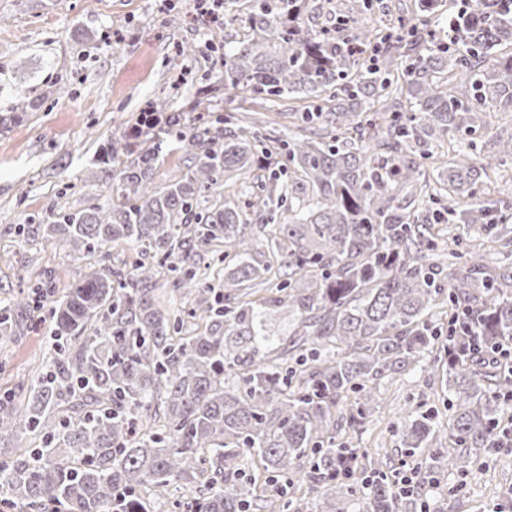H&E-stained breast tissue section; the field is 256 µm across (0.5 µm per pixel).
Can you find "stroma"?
<instances>
[{
  "instance_id": "35a3bbf8",
  "label": "stroma",
  "mask_w": 512,
  "mask_h": 512,
  "mask_svg": "<svg viewBox=\"0 0 512 512\" xmlns=\"http://www.w3.org/2000/svg\"><path fill=\"white\" fill-rule=\"evenodd\" d=\"M192 11L193 0H0V113L17 106L21 91L44 97L38 110L0 127V301L39 273L63 293L78 262L64 240L37 227L61 208L105 200L99 151L136 124L148 100L168 99L187 125L203 114L253 117L250 98L225 91L221 78L224 41L242 36V22L216 27ZM183 43L197 45L196 55L178 56ZM52 327L41 311L33 328L0 346V396L26 405L32 372L54 353ZM448 406L446 389L424 371L385 378L363 422L338 438L378 458L397 481L421 468L420 455L401 442L405 417L427 411L444 425ZM198 495L185 483L143 493L150 512H187ZM403 500L425 502L429 512H497L512 503V445Z\"/></svg>"
}]
</instances>
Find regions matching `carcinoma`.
<instances>
[{"mask_svg": "<svg viewBox=\"0 0 512 512\" xmlns=\"http://www.w3.org/2000/svg\"><path fill=\"white\" fill-rule=\"evenodd\" d=\"M308 0H251L243 36L224 47V88L277 102L303 93L319 104L301 113L303 132L285 133L270 149L256 126L231 117L205 119L178 142L187 169L154 185L158 154L123 139L105 154L127 158L104 170L112 197L80 210L59 211L43 225L83 258L55 319L54 356L33 374L30 405L20 414L0 397V430L39 435L43 447L0 462V504L23 500L52 512H148L140 492L184 481L204 487L195 512H301L279 479L312 456L310 476L336 481L352 497L365 489L357 449L337 442L336 407L347 424L364 419L375 381L418 367L445 381L451 396L448 429L427 414L402 430L405 447L424 449L425 476L464 474L477 452L501 440L500 400L512 376L480 360L468 344L512 342V271L484 270L479 246L440 243L428 214L410 210L394 188L431 200L473 196L496 167L492 158L463 159L437 185L421 180L419 146L472 135L485 117L512 107V0H463L448 26L421 31L397 24L358 30H316L303 22ZM404 59L403 69L391 59ZM153 112L169 126L182 117L166 101ZM381 114L387 136L362 114ZM323 124L322 132L309 130ZM284 157L295 178L279 180L268 158ZM258 170L274 185L250 194L249 208L274 215L287 200L301 205L289 224L268 228V259L249 252L245 212L220 202V189ZM499 201L465 204L460 220L491 240L512 229L496 223ZM154 252L157 264H108L112 245ZM222 247L224 281L205 282L209 255ZM172 274V293L190 299L175 308L155 296V266ZM277 295L256 297L264 285ZM53 281L0 306V343L15 340L18 319L34 324ZM438 310L455 330L448 361L426 360L439 345ZM288 313V335L272 321ZM192 331L183 332L185 323ZM257 473L239 468L245 457ZM371 512H399L400 497L384 480L370 484Z\"/></svg>", "mask_w": 512, "mask_h": 512, "instance_id": "carcinoma-1", "label": "carcinoma"}]
</instances>
